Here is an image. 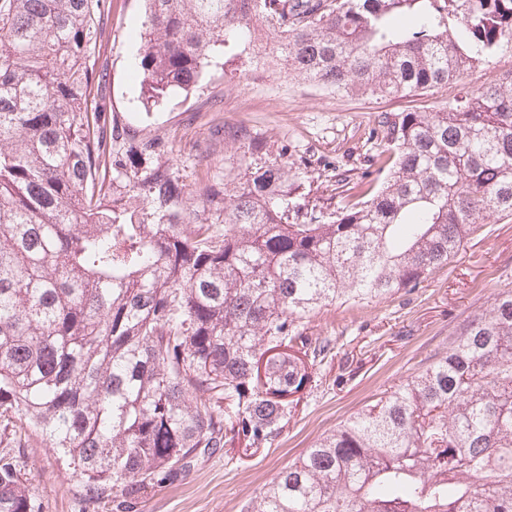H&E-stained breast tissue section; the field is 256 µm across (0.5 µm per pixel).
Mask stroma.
I'll list each match as a JSON object with an SVG mask.
<instances>
[{
	"mask_svg": "<svg viewBox=\"0 0 512 512\" xmlns=\"http://www.w3.org/2000/svg\"><path fill=\"white\" fill-rule=\"evenodd\" d=\"M109 42L96 66L99 92L130 136L156 139L173 176L190 185L223 177L237 161L225 151L224 131L246 127L270 157L288 153L289 180L336 173V195L351 201L374 187L366 172L387 146L377 133L386 114L444 107L464 88L512 72V45L463 77L417 95H347L288 75L280 66L247 64L230 71L217 57L190 92L144 106L134 75L139 66L142 0H110ZM512 289V216L483 226L447 265L411 292L369 305L336 302L307 319L311 336H332L336 349L304 390L281 433L260 448L226 447L201 459L174 484L158 488L140 512H241L284 467L324 433L374 403L383 392L447 351L456 326L488 309L501 289ZM21 455L32 494L44 512H81L78 480L42 438L28 433Z\"/></svg>",
	"mask_w": 512,
	"mask_h": 512,
	"instance_id": "35a3bbf8",
	"label": "stroma"
}]
</instances>
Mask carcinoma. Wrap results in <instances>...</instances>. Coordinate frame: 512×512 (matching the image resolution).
<instances>
[{
	"label": "carcinoma",
	"mask_w": 512,
	"mask_h": 512,
	"mask_svg": "<svg viewBox=\"0 0 512 512\" xmlns=\"http://www.w3.org/2000/svg\"><path fill=\"white\" fill-rule=\"evenodd\" d=\"M141 100L222 52L346 94L441 85L512 43V0H145ZM106 0H0V512H43L14 447L31 431L84 512H138L239 443L277 437L338 300L411 291L512 215V74L379 121L366 200L308 201L248 129L196 187L96 100ZM244 512H512V289L448 352L341 422Z\"/></svg>",
	"instance_id": "1"
}]
</instances>
